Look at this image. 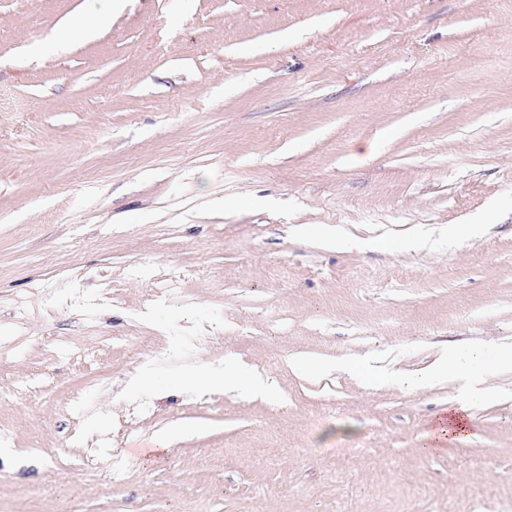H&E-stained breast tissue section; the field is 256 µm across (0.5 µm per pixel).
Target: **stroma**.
<instances>
[{
	"mask_svg": "<svg viewBox=\"0 0 512 512\" xmlns=\"http://www.w3.org/2000/svg\"><path fill=\"white\" fill-rule=\"evenodd\" d=\"M0 93V512H512V0H0ZM104 436L166 451L118 483ZM478 357V351L475 348H469L464 354L457 356L452 361H440L427 368V370L409 384H429L450 375H460L466 366V362L474 361ZM242 382L243 378L236 370L224 365V370L219 368L208 372L200 384L224 389L238 387ZM484 393L480 389H472L469 395L464 396L459 405L439 417L434 423L431 436L438 442H458L465 439L469 434L470 420L468 414L469 403L475 396ZM83 465L92 471L111 472L115 481H122L128 470L119 448H88Z\"/></svg>",
	"mask_w": 512,
	"mask_h": 512,
	"instance_id": "obj_1",
	"label": "stroma"
}]
</instances>
